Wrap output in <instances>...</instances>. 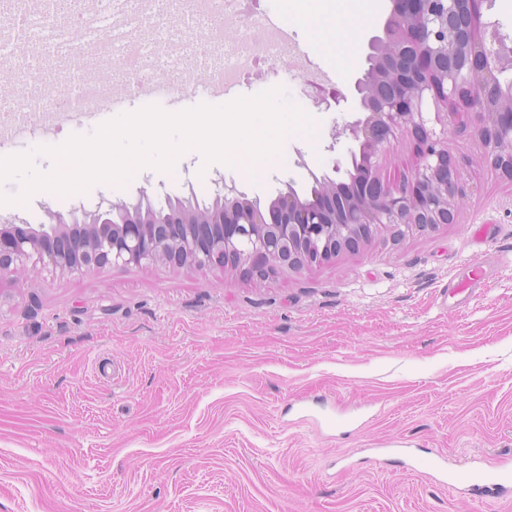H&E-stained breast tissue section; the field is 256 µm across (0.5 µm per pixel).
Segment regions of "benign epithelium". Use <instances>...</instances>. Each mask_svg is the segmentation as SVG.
I'll use <instances>...</instances> for the list:
<instances>
[{"label":"benign epithelium","mask_w":512,"mask_h":512,"mask_svg":"<svg viewBox=\"0 0 512 512\" xmlns=\"http://www.w3.org/2000/svg\"><path fill=\"white\" fill-rule=\"evenodd\" d=\"M489 0H392L384 37L368 42L371 67L354 83L365 110L340 134L350 151L348 181L309 172L302 199L293 188L263 213L235 185L217 187L208 207L181 199L156 209L103 198L51 224L0 225V278L28 267L61 274L103 266L164 263L195 271L219 264L261 284L301 270L394 229L426 231L453 224L464 195L466 161L448 151V134L468 131L484 145L483 161L512 180V47L484 34ZM409 144L411 177L386 178L381 159Z\"/></svg>","instance_id":"1"}]
</instances>
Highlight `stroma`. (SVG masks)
I'll list each match as a JSON object with an SVG mask.
<instances>
[{
  "label": "stroma",
  "instance_id": "obj_1",
  "mask_svg": "<svg viewBox=\"0 0 512 512\" xmlns=\"http://www.w3.org/2000/svg\"><path fill=\"white\" fill-rule=\"evenodd\" d=\"M390 0L359 15L342 0H242L240 20L280 14L331 81L304 82L284 65L258 62L241 78L251 93L281 87L317 123L318 136L287 138L251 178L184 151L173 172L149 165L125 184L32 193L0 205V225L49 223L78 203L196 194L236 184L269 204L312 174L330 172L354 143L352 94L370 67ZM195 43L191 22L153 19L140 32L171 114L207 103L203 74L186 58L171 70V29ZM348 104L325 111L323 95ZM103 117L77 111L46 135L0 145V158L31 157L88 136ZM469 160L456 223L380 236L321 265L257 285L213 268H49L0 281V512H512L446 473L503 461L512 473V182L483 166L481 142L452 133ZM478 287H466L473 267ZM444 457L438 471L411 459Z\"/></svg>",
  "mask_w": 512,
  "mask_h": 512
}]
</instances>
